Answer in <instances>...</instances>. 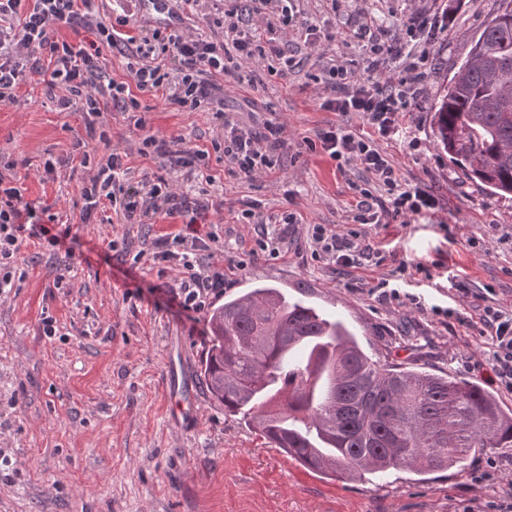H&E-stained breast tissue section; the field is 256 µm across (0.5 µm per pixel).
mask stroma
Returning <instances> with one entry per match:
<instances>
[{
    "instance_id": "1",
    "label": "stroma",
    "mask_w": 512,
    "mask_h": 512,
    "mask_svg": "<svg viewBox=\"0 0 512 512\" xmlns=\"http://www.w3.org/2000/svg\"><path fill=\"white\" fill-rule=\"evenodd\" d=\"M501 5L304 0L308 18L335 20V42L302 50L287 76L263 74L257 88L224 84V110L241 125L255 129L268 120L288 132L276 172L253 181L225 171L211 110L178 111L162 94L145 93L138 111L103 112L107 138L91 139L82 113L57 108L65 88L47 89L27 69L15 101L0 104V168L20 179L26 200L66 245L53 252L38 239L24 240L12 286L0 294V512H497L512 479V448L443 471L355 480L301 466L269 447L242 416L225 413L200 376L209 309L181 308L178 271L150 255L157 237L180 229V218L159 214L138 224L107 201L84 216L80 191L91 171L69 157L81 139L95 162L109 150L125 152L130 181L162 177L206 193L211 206L199 230L215 236L213 261L228 256L239 264L211 307L254 284H276L342 321L370 355L481 382L472 365L485 348L478 326L461 323L472 310L460 290L489 289L497 303L512 306V197L491 193L449 163L436 145L433 115L455 66ZM417 8L447 15L418 105L403 117L417 143L381 146L402 185L432 190L440 204L405 224L364 229L352 216L366 174L353 165L338 171L308 142L332 125L366 138L375 132L361 113L321 109L318 81L329 59L365 65L363 42L349 35L353 10L395 29ZM150 135L207 151L195 180L144 152ZM48 159L58 163L51 178L43 174ZM246 201L297 221L269 225L258 244L252 225L237 219ZM316 224L341 235L365 231L372 255L352 267L313 258L308 243ZM117 247L122 256L114 255ZM395 274L419 304L369 294V284ZM47 318L51 336L43 332ZM183 396L194 399L196 412L178 418ZM476 469L487 473L479 485L470 479Z\"/></svg>"
}]
</instances>
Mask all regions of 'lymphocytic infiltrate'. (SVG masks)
<instances>
[{
	"label": "lymphocytic infiltrate",
	"instance_id": "lymphocytic-infiltrate-1",
	"mask_svg": "<svg viewBox=\"0 0 512 512\" xmlns=\"http://www.w3.org/2000/svg\"><path fill=\"white\" fill-rule=\"evenodd\" d=\"M254 23L244 22L237 9L224 12V38L217 41L206 35L144 26L134 32H121L97 20L94 0H0V102L15 99V90L25 78L22 56L46 55L41 67L48 88L65 86L66 96L57 99L60 109L80 108L86 116V131L95 135L102 114L103 99L127 111L137 110V93H160L178 110H194L214 101L222 90L224 77H232L241 87H256L261 79L258 64L275 59L281 73L293 67L287 45L279 32L296 25L304 46L315 48L333 40L328 24L303 19L298 0H249ZM81 26L92 33L86 43L57 40L59 29ZM438 15L412 10L405 15L398 32L367 18H360L355 38L366 41L368 58L365 73L343 64H331L325 77L330 91L321 107L329 112L361 113L375 131L365 138L343 126H331L317 133L325 153L339 165L354 164L369 174L374 189H361L353 220L378 227L401 216H416L436 209L438 199L419 187L402 186L392 161L378 148L377 139H408L412 133L401 120L417 100L429 64L428 44L443 27ZM118 48L124 53L129 82L105 79L100 66L102 48ZM398 60V81L382 79L388 59ZM222 122L224 164L236 177L250 180L278 165L288 150L283 124L265 123L262 131L241 127L216 111ZM128 169L120 151H112L95 175L85 181L81 196L86 208L102 201L120 202L128 217L146 219L157 214L179 216L182 227L156 238L155 260L178 266L182 273L179 288L183 306L203 310L210 297L219 295L226 273L203 270L201 253L208 245L197 227L206 207L189 193L176 192L167 180L143 178L123 185L120 178ZM35 208L26 201L23 187L0 174V291L12 281V266L23 237H46L53 246L61 237L34 219ZM310 246L315 256L339 266L357 263L365 248L358 233L342 236L314 225ZM476 309L481 324L487 357L479 363L484 379L512 394V310L489 305L487 295L477 297Z\"/></svg>",
	"mask_w": 512,
	"mask_h": 512
}]
</instances>
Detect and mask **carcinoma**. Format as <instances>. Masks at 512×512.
Returning <instances> with one entry per match:
<instances>
[{"label": "carcinoma", "mask_w": 512, "mask_h": 512, "mask_svg": "<svg viewBox=\"0 0 512 512\" xmlns=\"http://www.w3.org/2000/svg\"><path fill=\"white\" fill-rule=\"evenodd\" d=\"M434 135L450 161L512 195V0L448 81ZM201 373L224 412L324 475L417 474L512 447V409L480 384L369 356L351 330L273 285L216 307Z\"/></svg>", "instance_id": "carcinoma-1"}]
</instances>
